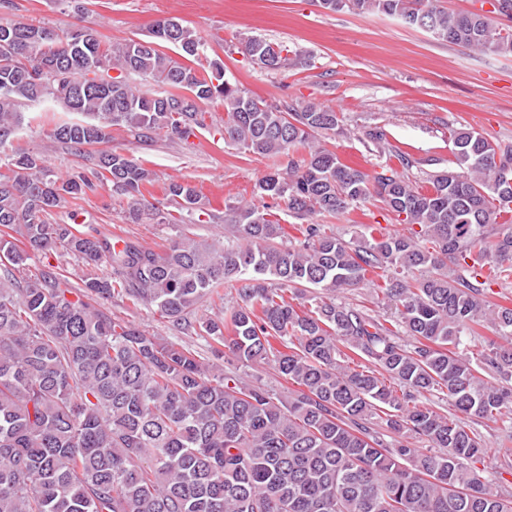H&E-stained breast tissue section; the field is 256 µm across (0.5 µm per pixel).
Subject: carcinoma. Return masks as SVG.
<instances>
[{
  "label": "carcinoma",
  "instance_id": "cac0c4a2",
  "mask_svg": "<svg viewBox=\"0 0 512 512\" xmlns=\"http://www.w3.org/2000/svg\"><path fill=\"white\" fill-rule=\"evenodd\" d=\"M315 2L512 54L511 25L442 0ZM81 30L0 21L1 133L22 124V104L50 98L83 116L54 123L57 142L107 145L117 126L148 147L207 129L200 104L219 102L224 139L244 151L308 149L288 172L268 174L262 194L302 217L378 200L408 232L354 243L311 223L286 243L269 207L240 204L224 211V244L184 235L158 252L47 222L92 183L58 176L34 152L11 159L0 170V512H512L480 476L490 457L498 480L512 475V306L487 301L491 285L512 279V145L454 132L457 169L423 192L390 165L369 176L344 164L315 140L342 130L336 111L249 96L223 63L201 60L205 44L175 20L115 45ZM244 48L264 69L291 64L286 46L263 37ZM134 77L169 91L150 94ZM97 166L98 181L135 202L151 181L116 149L99 152ZM169 194L179 209L163 223L204 222L195 186L172 182ZM59 246L83 262L81 286L51 264L24 273ZM298 285L316 290L310 302L288 294ZM363 285L390 308L385 321L333 298ZM223 287L240 303L224 306ZM117 297L155 308L186 340L107 311L103 301ZM205 297L215 314L192 318ZM489 327L501 342L480 334ZM195 341L230 362L264 361L293 388L279 394L210 365ZM433 393L457 415L437 412ZM472 417L503 433L497 447L481 442Z\"/></svg>",
  "mask_w": 512,
  "mask_h": 512
}]
</instances>
